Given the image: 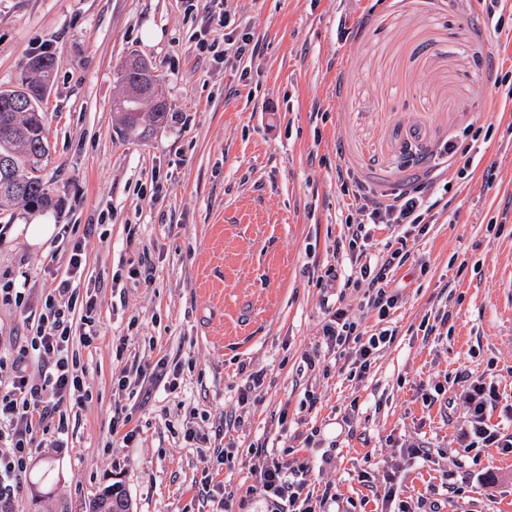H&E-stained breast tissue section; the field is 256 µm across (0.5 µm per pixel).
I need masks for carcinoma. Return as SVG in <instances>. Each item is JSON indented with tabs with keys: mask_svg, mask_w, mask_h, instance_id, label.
Returning <instances> with one entry per match:
<instances>
[{
	"mask_svg": "<svg viewBox=\"0 0 512 512\" xmlns=\"http://www.w3.org/2000/svg\"><path fill=\"white\" fill-rule=\"evenodd\" d=\"M129 80L139 89L151 88L146 94L122 92L112 107L119 112L125 130L134 132L142 125L158 126L167 119L166 102L159 96L162 77L151 71L125 73L119 69L118 80ZM28 83L50 94L53 84V61L46 55L28 59L19 83ZM44 101L17 105L0 97V207L21 203L25 206L48 208L56 205L43 180L44 163L50 153L49 128L43 111ZM110 512H130L126 492L114 483Z\"/></svg>",
	"mask_w": 512,
	"mask_h": 512,
	"instance_id": "1",
	"label": "carcinoma"
}]
</instances>
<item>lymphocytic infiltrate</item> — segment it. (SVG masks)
Instances as JSON below:
<instances>
[{"label": "lymphocytic infiltrate", "instance_id": "f902f5d3", "mask_svg": "<svg viewBox=\"0 0 512 512\" xmlns=\"http://www.w3.org/2000/svg\"><path fill=\"white\" fill-rule=\"evenodd\" d=\"M458 146L443 142L436 162L416 175L410 188L386 193L375 189L364 195L355 209L356 217L346 224L347 231L335 242L337 266H346V278H339L336 268L328 269V281L343 280L345 286L363 288L361 309L376 314L374 325H363L346 308H336L323 327L327 341L346 352L351 372L364 378L380 352L397 334L392 316L403 299L393 287L394 268L411 261L409 239L425 237L447 204L438 189L455 179L453 157ZM389 229L385 255L375 258L366 249L374 227ZM66 279L49 284L37 319L11 361L0 359V503L10 498L6 478L17 477L40 435L49 433L54 421H66L68 409L85 404L84 369L71 356L73 339L91 345V330L97 314L94 296H80L73 279L84 271L85 243L77 238L69 242ZM503 395L497 378L477 377L468 381L463 404L468 426L460 433L461 441L472 448L512 450V433L491 423L492 411ZM257 491L268 505V512H327L326 499L302 496L301 485L287 466L269 462L257 479Z\"/></svg>", "mask_w": 512, "mask_h": 512}]
</instances>
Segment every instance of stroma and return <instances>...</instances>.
I'll return each mask as SVG.
<instances>
[{"mask_svg":"<svg viewBox=\"0 0 512 512\" xmlns=\"http://www.w3.org/2000/svg\"><path fill=\"white\" fill-rule=\"evenodd\" d=\"M226 12L253 33V59L203 49L223 41ZM487 24L459 0H0V87L29 57L53 59L43 175L59 201L0 211V277L26 292L24 307L0 302V355L15 353L45 284L65 275L62 225L85 240L78 287L98 299L93 345H73L90 398L67 414V447L33 449L12 512H86L115 481L132 512H264L252 487L273 457L304 465V492L342 494L351 512H375L393 475L408 506L424 496L438 512H512V452L464 447L454 382L512 384V100L491 81L512 71V29L491 38ZM132 53L161 74L168 110L137 138L112 110ZM446 140L477 144L479 164L415 243L421 265L394 274L393 343L350 378L322 327L340 303L360 316L363 291L317 283L353 212L336 170L403 189L404 144L421 158ZM37 219L56 231L32 246L21 227ZM438 310L450 335H425ZM307 353L328 373L307 368ZM161 359L178 368L176 392L118 390L133 366ZM256 371L260 386L239 404ZM117 420L134 440L113 434ZM312 428V443L289 448ZM228 441L230 466L216 458ZM420 442L431 461L407 456Z\"/></svg>","mask_w":512,"mask_h":512,"instance_id":"stroma-1","label":"stroma"}]
</instances>
